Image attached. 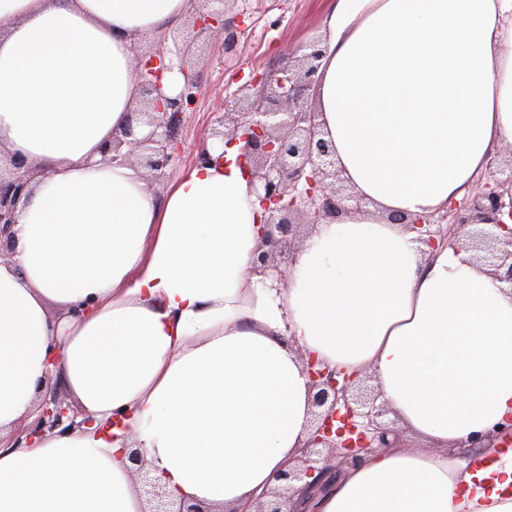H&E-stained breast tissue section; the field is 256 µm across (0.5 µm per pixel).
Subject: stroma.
I'll return each instance as SVG.
<instances>
[{
    "label": "stroma",
    "instance_id": "stroma-1",
    "mask_svg": "<svg viewBox=\"0 0 512 512\" xmlns=\"http://www.w3.org/2000/svg\"><path fill=\"white\" fill-rule=\"evenodd\" d=\"M333 0H227V14L242 17L233 50L203 40L191 53L197 62L202 89L195 105L183 113L177 127L181 157L164 182L152 188L163 200L174 183L196 158L218 113L251 73L289 64L290 50L323 39V20Z\"/></svg>",
    "mask_w": 512,
    "mask_h": 512
}]
</instances>
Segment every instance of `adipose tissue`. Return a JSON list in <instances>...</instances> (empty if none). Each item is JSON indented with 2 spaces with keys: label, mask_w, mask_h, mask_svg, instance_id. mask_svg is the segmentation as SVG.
<instances>
[{
  "label": "adipose tissue",
  "mask_w": 512,
  "mask_h": 512,
  "mask_svg": "<svg viewBox=\"0 0 512 512\" xmlns=\"http://www.w3.org/2000/svg\"><path fill=\"white\" fill-rule=\"evenodd\" d=\"M189 10L0 0V145L37 172L0 263V432L50 374L90 420L0 448V512H144L130 444L175 496L242 512L308 438L303 353L372 370L436 445L377 449L317 512H512V448L442 452L512 415V286L466 246L423 255L391 220L461 200L512 143V0H336L315 99L370 205L316 225L285 289L252 273L263 209L236 149L160 203L136 169L102 161L139 96L132 36Z\"/></svg>",
  "instance_id": "1"
}]
</instances>
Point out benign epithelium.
I'll return each mask as SVG.
<instances>
[{
    "mask_svg": "<svg viewBox=\"0 0 512 512\" xmlns=\"http://www.w3.org/2000/svg\"><path fill=\"white\" fill-rule=\"evenodd\" d=\"M191 14L192 37L220 41L231 50L237 42L236 20L226 17L224 0H201ZM290 55L298 68L289 66L254 74L225 105L209 138L220 145L237 144L248 162L255 190L267 216L260 225L252 272L278 287H288V275L298 249L297 226L313 228L331 223L342 214L361 211L365 198L344 192L336 168L335 150L323 138L319 112L312 105V90L318 81L323 57L319 43L302 45ZM134 70L140 87V106L132 112L121 134L103 150L109 163H127L144 170L149 184L163 181L179 156L176 125L180 115L195 104L200 83L187 61L186 49L160 41L147 50H135ZM178 72L180 92L165 91V73ZM484 188L453 203L443 212L410 218L393 215L391 220L419 233L431 254L463 239L478 263L497 280L512 285V162L504 168L498 156L486 167ZM33 175L23 158L10 154L6 172L0 173V262L14 257L20 205L28 198ZM309 378V404L313 419L298 464L277 475L280 485L262 494L254 512H296L288 508L299 483L313 489L325 484L331 469L322 465L321 449L331 452L336 466L355 465L378 448L398 446L389 439L392 428L384 421L390 410L377 403L378 395L361 385L360 374L347 375L312 358L303 360ZM71 405L56 395L38 404V417L25 432L28 441L56 429L65 433L79 426ZM130 471L141 474L145 512H213V508L186 498L175 500L149 475L146 461L136 448L128 452Z\"/></svg>",
    "mask_w": 512,
    "mask_h": 512,
    "instance_id": "obj_1",
    "label": "benign epithelium"
}]
</instances>
